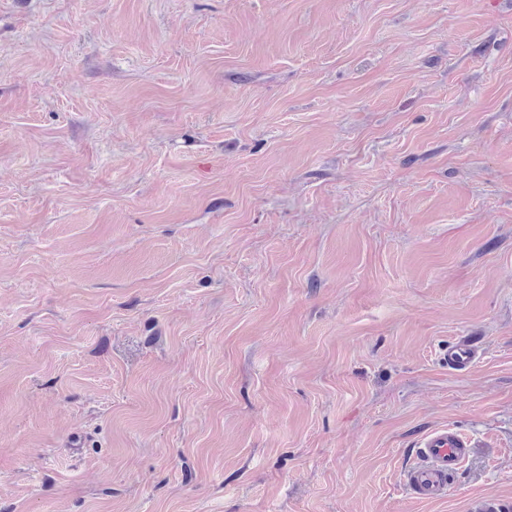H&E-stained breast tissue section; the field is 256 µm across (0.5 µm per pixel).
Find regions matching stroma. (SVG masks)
Masks as SVG:
<instances>
[{
  "instance_id": "obj_1",
  "label": "stroma",
  "mask_w": 512,
  "mask_h": 512,
  "mask_svg": "<svg viewBox=\"0 0 512 512\" xmlns=\"http://www.w3.org/2000/svg\"><path fill=\"white\" fill-rule=\"evenodd\" d=\"M443 426L474 447L428 502L404 471ZM484 496L512 499V6L0 0V512ZM480 348V336H461L448 343V348L442 350L441 358L448 362V367L463 370L474 362Z\"/></svg>"
}]
</instances>
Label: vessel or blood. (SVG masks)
Here are the masks:
<instances>
[{"mask_svg":"<svg viewBox=\"0 0 512 512\" xmlns=\"http://www.w3.org/2000/svg\"><path fill=\"white\" fill-rule=\"evenodd\" d=\"M481 348L477 336H462L443 349L449 367L462 370L476 359ZM473 443L465 433L450 427L426 434L418 443V461L404 473L407 486L423 500H438L448 493V476L470 454Z\"/></svg>","mask_w":512,"mask_h":512,"instance_id":"obj_1","label":"vessel or blood"}]
</instances>
